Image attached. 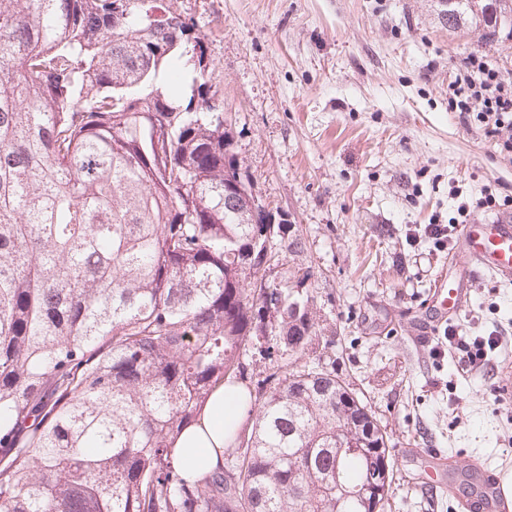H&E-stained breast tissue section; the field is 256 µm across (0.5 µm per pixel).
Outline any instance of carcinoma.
<instances>
[{
	"mask_svg": "<svg viewBox=\"0 0 512 512\" xmlns=\"http://www.w3.org/2000/svg\"><path fill=\"white\" fill-rule=\"evenodd\" d=\"M491 5L445 22L512 16ZM214 70L177 0H0V512H368L376 486L390 506L387 436L299 364L328 346L313 299L250 287ZM245 381L251 432L187 479L182 428Z\"/></svg>",
	"mask_w": 512,
	"mask_h": 512,
	"instance_id": "carcinoma-1",
	"label": "carcinoma"
}]
</instances>
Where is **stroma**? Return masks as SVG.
Instances as JSON below:
<instances>
[{
  "label": "stroma",
  "instance_id": "1",
  "mask_svg": "<svg viewBox=\"0 0 512 512\" xmlns=\"http://www.w3.org/2000/svg\"><path fill=\"white\" fill-rule=\"evenodd\" d=\"M216 64L212 84L263 199L298 230L272 273L303 281L317 332L307 365L333 369L371 409L394 460L392 512H459L426 470L512 469V352L476 376L445 354L449 328L512 337V284L475 277L452 325L431 329L435 274L464 263L446 224L461 203L512 196V158L448 108L466 57L512 74V26L450 30L442 0H179Z\"/></svg>",
  "mask_w": 512,
  "mask_h": 512
}]
</instances>
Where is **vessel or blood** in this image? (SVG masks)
<instances>
[{
    "label": "vessel or blood",
    "mask_w": 512,
    "mask_h": 512,
    "mask_svg": "<svg viewBox=\"0 0 512 512\" xmlns=\"http://www.w3.org/2000/svg\"><path fill=\"white\" fill-rule=\"evenodd\" d=\"M459 248L466 261L456 278L440 276L434 281V296L446 305L451 316L465 307L466 282L473 272L479 270L498 281L512 282V213L497 215L488 223L461 225ZM465 481L479 512H499L497 489L484 471L467 470Z\"/></svg>",
    "instance_id": "vessel-or-blood-1"
}]
</instances>
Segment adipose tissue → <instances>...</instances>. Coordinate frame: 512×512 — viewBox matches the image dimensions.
<instances>
[{"label":"adipose tissue","mask_w":512,"mask_h":512,"mask_svg":"<svg viewBox=\"0 0 512 512\" xmlns=\"http://www.w3.org/2000/svg\"><path fill=\"white\" fill-rule=\"evenodd\" d=\"M248 402L238 386L214 392L200 423L187 426L175 444L174 462L195 479L224 464V440L239 431L247 420Z\"/></svg>","instance_id":"1"}]
</instances>
